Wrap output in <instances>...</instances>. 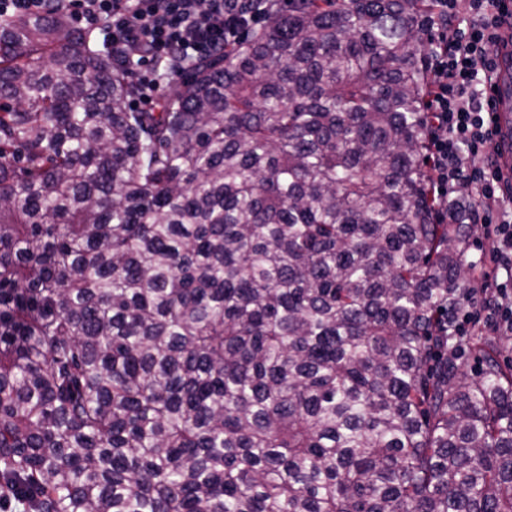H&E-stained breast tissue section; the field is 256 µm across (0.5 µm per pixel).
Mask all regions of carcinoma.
I'll return each instance as SVG.
<instances>
[{"instance_id":"carcinoma-1","label":"carcinoma","mask_w":512,"mask_h":512,"mask_svg":"<svg viewBox=\"0 0 512 512\" xmlns=\"http://www.w3.org/2000/svg\"><path fill=\"white\" fill-rule=\"evenodd\" d=\"M431 14L271 3L147 112L65 0L0 16V512H512Z\"/></svg>"}]
</instances>
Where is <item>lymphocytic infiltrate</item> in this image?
<instances>
[{
  "mask_svg": "<svg viewBox=\"0 0 512 512\" xmlns=\"http://www.w3.org/2000/svg\"><path fill=\"white\" fill-rule=\"evenodd\" d=\"M243 0H67L86 23L105 26L112 52L145 49L152 66L140 78L145 93L192 69L255 28L262 10ZM439 22L431 42L425 110L430 129L429 179L442 202L465 196L468 222L493 243V287L469 289L456 327L512 331V182L497 163L498 147L485 104V84L512 29L499 0H432Z\"/></svg>",
  "mask_w": 512,
  "mask_h": 512,
  "instance_id": "1",
  "label": "lymphocytic infiltrate"
}]
</instances>
